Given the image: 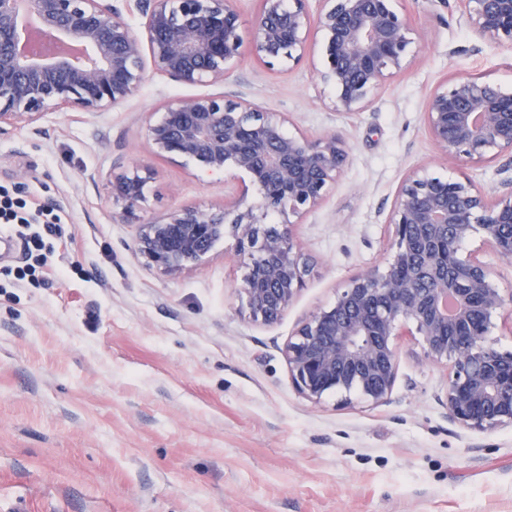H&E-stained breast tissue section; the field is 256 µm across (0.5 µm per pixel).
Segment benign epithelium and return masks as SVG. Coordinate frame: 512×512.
Masks as SVG:
<instances>
[{
  "label": "benign epithelium",
  "instance_id": "benign-epithelium-1",
  "mask_svg": "<svg viewBox=\"0 0 512 512\" xmlns=\"http://www.w3.org/2000/svg\"><path fill=\"white\" fill-rule=\"evenodd\" d=\"M260 0L244 44L236 0H0V132L38 123L50 110L105 112L131 99L153 74L182 85L220 84L249 55L264 64L312 60L335 91L333 108L353 114L412 62L409 24L398 0ZM139 27L127 19L131 7ZM482 39L512 47V0H459ZM320 42L319 54L312 52ZM286 118L251 103L177 96L148 124L158 156L233 170L256 187L244 208L182 206L138 225L136 251L165 275L188 272L223 241L236 240L245 268L238 296L254 319L273 323L302 287L305 268L292 226L327 196L345 168V140L328 131L285 132ZM425 123L442 152L471 165L512 157V91L461 77L428 96ZM150 174L112 179L129 213L146 200ZM270 214L282 224L268 225ZM387 224L391 247L374 266L313 311L284 350L296 389L319 403L336 394L373 404L392 392L396 337H419L426 357L450 364L445 403L460 427L512 426V351L487 345L505 295L477 252V239L512 263V190L489 199L470 182L422 167L401 184Z\"/></svg>",
  "mask_w": 512,
  "mask_h": 512
}]
</instances>
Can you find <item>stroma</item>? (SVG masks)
<instances>
[{"mask_svg": "<svg viewBox=\"0 0 512 512\" xmlns=\"http://www.w3.org/2000/svg\"><path fill=\"white\" fill-rule=\"evenodd\" d=\"M412 65L352 115L308 65L245 57L217 85L153 76L108 112L51 111L0 133V185L62 217L38 281L22 242L0 253V512H512V427L472 432L445 405L448 369L398 339L387 401L314 403L285 346L314 310L388 254L386 219L413 170L502 189L495 159L444 155L424 117L440 83L512 87V48L468 29L456 0H401ZM211 94L285 115L289 132L338 133L349 160L294 225L304 284L275 323L253 320L225 236L196 268L148 270L111 181L149 169L144 214L233 209L247 178L153 155L146 127L176 95Z\"/></svg>", "mask_w": 512, "mask_h": 512, "instance_id": "1", "label": "stroma"}]
</instances>
